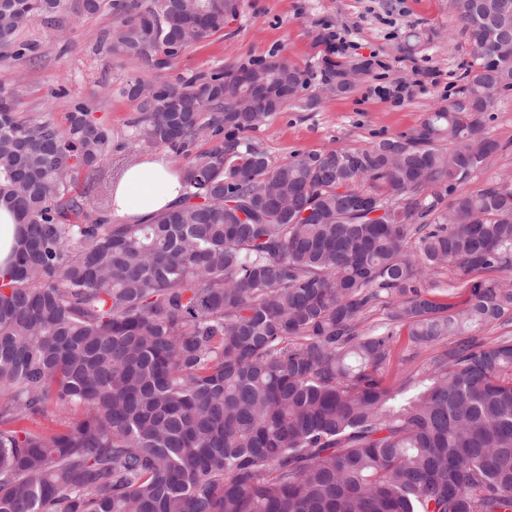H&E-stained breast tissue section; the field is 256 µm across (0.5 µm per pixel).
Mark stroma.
I'll list each match as a JSON object with an SVG mask.
<instances>
[{
  "label": "stroma",
  "mask_w": 512,
  "mask_h": 512,
  "mask_svg": "<svg viewBox=\"0 0 512 512\" xmlns=\"http://www.w3.org/2000/svg\"><path fill=\"white\" fill-rule=\"evenodd\" d=\"M78 0H65L58 21L26 25L19 40L32 47L36 63L0 59V84L15 89L24 112L41 113L66 126L75 103L90 101L96 116L121 142L133 114L119 89L134 73L131 64L96 49L114 18L105 10L87 16ZM341 30L346 54L328 53L321 42L325 26ZM429 36L410 46L407 37ZM285 57L304 71L314 109L287 106L248 139L278 162L329 150H354L407 136L438 103L456 96L475 60L473 44L455 21L452 0H241L222 32L188 48L174 60L171 75L187 76L218 65L230 66ZM375 58L344 96L326 91L323 81L336 66H356ZM406 84L404 102L383 97L384 89ZM498 149L475 177L461 185L474 193L512 176V90L502 92L485 118Z\"/></svg>",
  "instance_id": "35a3bbf8"
}]
</instances>
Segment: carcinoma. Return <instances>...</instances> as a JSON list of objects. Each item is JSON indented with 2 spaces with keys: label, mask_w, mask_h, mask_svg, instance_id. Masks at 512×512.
<instances>
[{
  "label": "carcinoma",
  "mask_w": 512,
  "mask_h": 512,
  "mask_svg": "<svg viewBox=\"0 0 512 512\" xmlns=\"http://www.w3.org/2000/svg\"><path fill=\"white\" fill-rule=\"evenodd\" d=\"M63 6L0 0V56L31 58L17 32ZM239 6L81 0L115 17L105 55L143 70L122 148L190 159L146 224L112 223L132 160L90 104L62 129L0 86V206L22 224L0 276V512H512V336L479 337L512 324V179L457 193L496 149L512 49L491 61L486 40L512 0H453L476 63L408 137L283 162L246 133L316 105L304 71L168 75ZM403 334L435 354L387 386Z\"/></svg>",
  "instance_id": "cac0c4a2"
}]
</instances>
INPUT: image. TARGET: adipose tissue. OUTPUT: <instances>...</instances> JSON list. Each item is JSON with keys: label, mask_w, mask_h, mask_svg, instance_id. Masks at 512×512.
Listing matches in <instances>:
<instances>
[{"label": "adipose tissue", "mask_w": 512, "mask_h": 512, "mask_svg": "<svg viewBox=\"0 0 512 512\" xmlns=\"http://www.w3.org/2000/svg\"><path fill=\"white\" fill-rule=\"evenodd\" d=\"M181 174L164 155L157 154L128 166L114 193L112 216L124 223H138L172 208L180 199Z\"/></svg>", "instance_id": "obj_1"}]
</instances>
